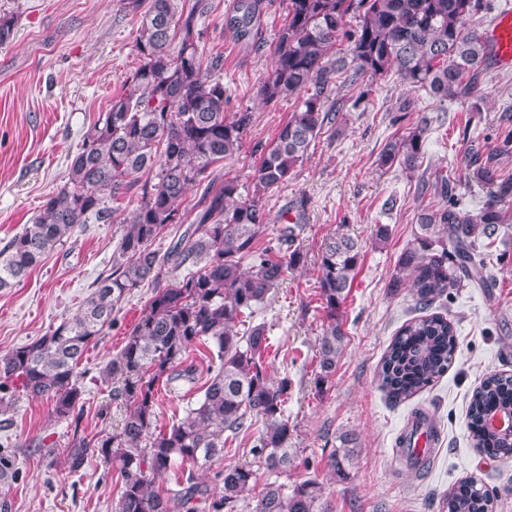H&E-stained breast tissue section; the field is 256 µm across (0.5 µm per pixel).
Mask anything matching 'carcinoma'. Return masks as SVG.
I'll return each instance as SVG.
<instances>
[{
  "label": "carcinoma",
  "mask_w": 512,
  "mask_h": 512,
  "mask_svg": "<svg viewBox=\"0 0 512 512\" xmlns=\"http://www.w3.org/2000/svg\"><path fill=\"white\" fill-rule=\"evenodd\" d=\"M262 0H240L230 20L235 36L253 35ZM206 0L187 9L175 0H150L135 41L140 64L127 78L83 137L65 183L46 198L32 223L0 249V288H9L44 261L80 224H111L110 202L129 192L137 205L112 256L111 272L100 275L82 313L32 343L0 355V412L22 396L46 400L59 421L75 420L82 399L79 365L105 327L117 303L142 284L159 278L165 267L187 272L157 289L147 311L123 348L104 365L103 381L119 383L110 394L125 409L119 430L87 435L74 428L64 464L79 472L94 456L119 465L122 487L115 512H245L244 493L257 483L256 468L286 475L296 461L290 447L294 426L286 403L292 388L284 377L273 380L264 363L269 336L254 322L260 305L288 270L303 262L299 237L307 207L296 202L295 222L279 230L277 243L263 248L269 214L260 203L271 188L285 182L310 143L329 122L327 91L334 77L348 80L395 69L401 80L421 87L440 102L481 99L479 78L490 60L489 45L470 24L475 0H287L286 18L276 34L271 70L259 87L261 99L297 104L262 155L254 197L242 200L235 177L219 182L214 166L241 149L251 124L249 112H226L227 97L218 56L205 58L199 18ZM355 26L345 29L347 18ZM356 63L352 72L336 48L339 37ZM423 133L412 128L385 142L377 165L408 172L422 164ZM512 156V130L497 145L474 157L472 175L485 188L480 208L468 210L454 200L448 176L436 174L421 191L434 189L441 201L417 214L414 242L399 257L391 287L410 283L414 307L422 315L406 320L381 360V388L395 401L409 399L439 380L457 348L454 324L434 310L448 292L463 283L483 286L486 263L477 249L494 242L500 225L512 223L505 204L512 200V173L501 160ZM207 182V191L191 213L183 207L189 185ZM189 223L171 249L155 247L171 224ZM362 262L358 242L338 235L324 243L319 260V296L330 323L316 344V382L335 373L346 334L336 318L353 287ZM206 348L209 378L201 398L185 415L161 429L155 407L159 385L189 376L178 370L190 352ZM512 413V374L490 373L473 391L467 410L473 447L512 456V431L488 429L493 411ZM252 442L254 463L234 464L219 473L211 488L196 481L193 466L224 455L228 442ZM330 454L333 474L348 478L346 463L356 438L338 436ZM188 464L178 489H154L153 475ZM444 512H493V497L474 478H464L443 500ZM254 512H328L319 482L288 485L266 481Z\"/></svg>",
  "instance_id": "cac0c4a2"
}]
</instances>
